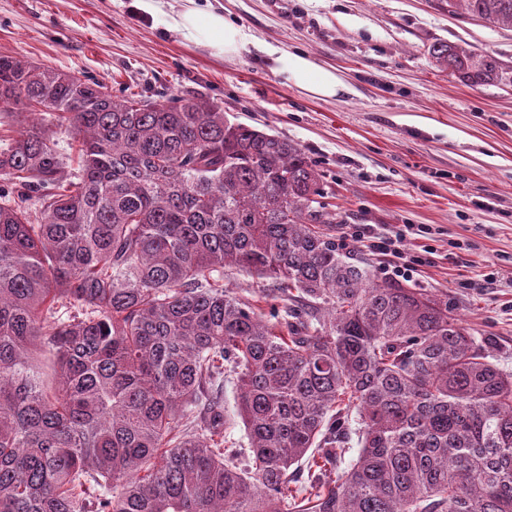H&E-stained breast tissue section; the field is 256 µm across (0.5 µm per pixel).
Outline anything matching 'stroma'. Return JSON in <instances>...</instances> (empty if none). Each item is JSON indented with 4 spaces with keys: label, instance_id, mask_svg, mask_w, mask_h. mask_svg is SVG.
<instances>
[{
    "label": "stroma",
    "instance_id": "1",
    "mask_svg": "<svg viewBox=\"0 0 512 512\" xmlns=\"http://www.w3.org/2000/svg\"><path fill=\"white\" fill-rule=\"evenodd\" d=\"M253 45L227 58L169 30L136 0H0V53L164 103L195 95L231 120L299 143L350 224L406 230L421 265L402 283L446 298L512 373V86L477 88L428 49L467 42L512 66V31L430 0H198ZM266 43L336 68L350 90L317 99L282 84Z\"/></svg>",
    "mask_w": 512,
    "mask_h": 512
}]
</instances>
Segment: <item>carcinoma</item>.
<instances>
[{
	"label": "carcinoma",
	"instance_id": "obj_1",
	"mask_svg": "<svg viewBox=\"0 0 512 512\" xmlns=\"http://www.w3.org/2000/svg\"><path fill=\"white\" fill-rule=\"evenodd\" d=\"M433 5L512 30V0ZM428 53L467 86L512 82L466 42ZM2 112L55 123L0 147V512H512L493 338L317 231L336 214L297 142L4 54ZM229 268L281 307L225 286ZM352 418L358 457L333 479ZM224 420V428L236 442L233 448H248L246 431L236 410V393L229 383H224Z\"/></svg>",
	"mask_w": 512,
	"mask_h": 512
}]
</instances>
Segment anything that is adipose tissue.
I'll list each match as a JSON object with an SVG mask.
<instances>
[{"mask_svg":"<svg viewBox=\"0 0 512 512\" xmlns=\"http://www.w3.org/2000/svg\"><path fill=\"white\" fill-rule=\"evenodd\" d=\"M169 27L186 40L214 49L218 54L234 57L249 42L244 28L227 19L216 9L196 7L188 0L182 10L175 12ZM273 73L282 83L321 99H333L347 92L348 84L335 70L317 65L307 54L290 52L272 46L265 47Z\"/></svg>","mask_w":512,"mask_h":512,"instance_id":"ef3b65f1","label":"adipose tissue"}]
</instances>
